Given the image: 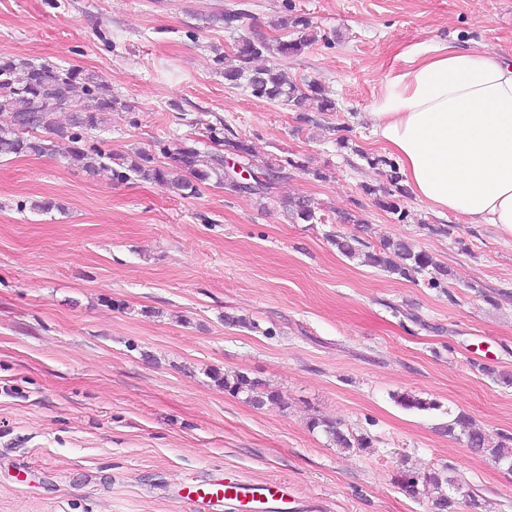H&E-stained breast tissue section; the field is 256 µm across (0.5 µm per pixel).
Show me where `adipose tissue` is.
<instances>
[{
	"label": "adipose tissue",
	"mask_w": 512,
	"mask_h": 512,
	"mask_svg": "<svg viewBox=\"0 0 512 512\" xmlns=\"http://www.w3.org/2000/svg\"><path fill=\"white\" fill-rule=\"evenodd\" d=\"M368 118L414 196L512 236V59L446 44L403 50Z\"/></svg>",
	"instance_id": "ef3b65f1"
}]
</instances>
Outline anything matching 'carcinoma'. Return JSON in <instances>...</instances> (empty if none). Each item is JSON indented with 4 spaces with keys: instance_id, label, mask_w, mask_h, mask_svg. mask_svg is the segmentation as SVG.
Instances as JSON below:
<instances>
[{
    "instance_id": "cac0c4a2",
    "label": "carcinoma",
    "mask_w": 512,
    "mask_h": 512,
    "mask_svg": "<svg viewBox=\"0 0 512 512\" xmlns=\"http://www.w3.org/2000/svg\"><path fill=\"white\" fill-rule=\"evenodd\" d=\"M276 27L284 32V37L268 41L241 35L235 39L230 53L218 56L217 63L223 66L224 83L245 88L258 99L294 106L300 112L301 122L318 128L320 123L315 114L336 111L335 101L326 95L322 84L315 80L299 84L277 64L255 65V61L265 55L290 57L302 54L317 41L316 26L308 16L290 8ZM123 109L129 110L131 106L114 96L110 87L92 72L64 69L47 61L35 63L0 57V115L7 116L6 123L0 124V157L42 156L54 150V142L41 135L47 131L70 143L65 155L67 164L89 177L109 170L118 179L133 177L162 183L180 197L197 195L201 188L212 183L230 194L249 195L260 202L276 203L296 223L322 222L310 199L291 197L282 192L288 180L287 168L306 171L308 167L303 162L293 158L284 161L272 158L258 164L247 141L235 135L221 137L214 126L208 127L209 139L222 150L202 151L194 144L180 141L163 149L170 160L167 165L159 164L152 154L142 150L114 157L88 143L92 134L108 125L110 114ZM226 157L251 165L250 183H240L238 173L224 167ZM361 157L372 167L384 168L387 181L380 196L378 189L370 186L364 187V191L377 196L380 208L400 221L406 220L408 213L401 208L400 201L408 195V189L396 163L384 156L363 153ZM310 174L317 180L326 178V173L319 169ZM330 241L342 256L360 259L399 280L416 282L422 278L431 288H443L448 280V266L402 239H388L377 247L355 235L336 234ZM214 379L228 394L244 393L248 402L257 407L283 403L279 392L266 389L261 379L245 373L222 375L216 372ZM394 399L407 410L439 408L437 403L409 393H397ZM308 426L322 431L330 444L344 451L372 447L370 436L355 435L344 430L340 423L324 417L310 418ZM445 431L450 436L464 439L469 448L488 460L512 468V436L494 441L475 428L464 412L453 416L445 425ZM395 480L410 498L417 497L423 490L428 491L432 512H454L460 495L467 498L472 512H485L486 504L476 498V494L465 492L464 485L449 465L428 471L404 468L397 472Z\"/></svg>"
}]
</instances>
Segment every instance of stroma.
<instances>
[{"label":"stroma","instance_id":"stroma-1","mask_svg":"<svg viewBox=\"0 0 512 512\" xmlns=\"http://www.w3.org/2000/svg\"><path fill=\"white\" fill-rule=\"evenodd\" d=\"M290 3L318 39L279 64L336 101L317 129L225 85L216 62L237 35L279 37ZM434 42L512 58V0H0V57L95 73L129 103L97 132L103 151L209 150V127L227 129L257 161L304 162L284 189L322 218L91 178L58 152L0 158V512H192L181 497L198 485L206 512H241L217 496L228 474L287 482L317 512H428L396 472L445 464L487 512H512V474L443 430L461 411L512 435V237L412 195L400 221L365 192L385 184L362 158L382 152L371 104L403 49ZM44 199L57 209L33 210ZM335 233L407 240L448 266V288L347 259ZM215 370L262 379L284 406L225 393ZM403 392L437 407L404 409ZM313 415L372 448L329 445Z\"/></svg>","mask_w":512,"mask_h":512}]
</instances>
